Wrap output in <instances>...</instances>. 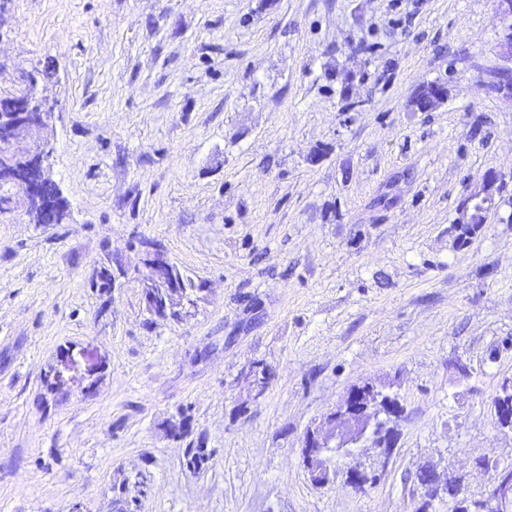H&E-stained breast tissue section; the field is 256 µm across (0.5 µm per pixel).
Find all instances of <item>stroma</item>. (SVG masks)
Listing matches in <instances>:
<instances>
[{"label": "stroma", "mask_w": 512, "mask_h": 512, "mask_svg": "<svg viewBox=\"0 0 512 512\" xmlns=\"http://www.w3.org/2000/svg\"><path fill=\"white\" fill-rule=\"evenodd\" d=\"M502 27L494 0H12L0 96L33 76L58 99L27 141L53 144L70 216L0 190V512H111L139 472L142 512H416L421 468L480 489L476 460L512 463ZM475 194L494 205L464 239ZM141 238L204 283L192 316L92 288ZM365 381L403 406L393 456L367 493L316 486L304 435Z\"/></svg>", "instance_id": "1"}]
</instances>
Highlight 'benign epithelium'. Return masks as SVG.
Masks as SVG:
<instances>
[{"mask_svg": "<svg viewBox=\"0 0 512 512\" xmlns=\"http://www.w3.org/2000/svg\"><path fill=\"white\" fill-rule=\"evenodd\" d=\"M502 58L505 65L484 72L487 83L512 95V23L501 31ZM448 97L443 83L430 85L428 94L416 100L420 111H428ZM58 103L47 96L37 95L29 89L19 96L0 97V186L10 185L22 191L29 205L49 211L50 204L43 189V178L25 176L16 160L31 157L42 166H50L53 151L50 144L31 149L24 144V135L33 127H47L56 116ZM149 270L141 280V296L146 306L152 305L147 288L157 275L173 266L163 247L153 241L140 246L137 265ZM403 413L398 397L383 386L364 383L350 389L347 395L326 414L323 422L307 429L302 446L304 462L311 479L318 485L334 480L341 471L339 461L354 456V449L369 438H378L379 430L394 431ZM479 465L491 471L493 495L482 500L480 512H512V483L499 479L500 465L482 460ZM346 483L357 493H364L377 481V469L349 468L345 471Z\"/></svg>", "mask_w": 512, "mask_h": 512, "instance_id": "1", "label": "benign epithelium"}]
</instances>
